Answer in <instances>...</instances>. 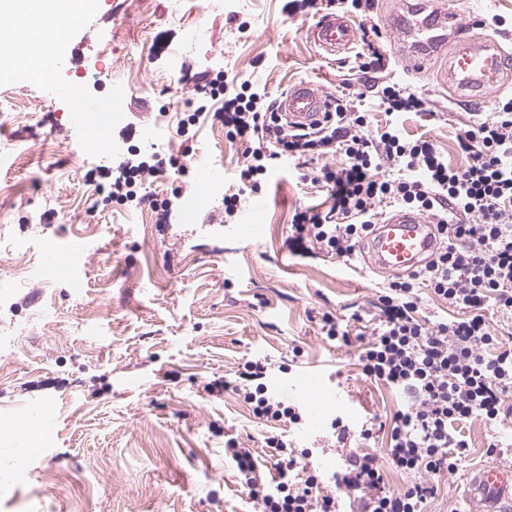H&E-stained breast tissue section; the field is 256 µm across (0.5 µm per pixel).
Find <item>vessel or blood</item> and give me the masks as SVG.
Here are the masks:
<instances>
[{"label":"vessel or blood","mask_w":512,"mask_h":512,"mask_svg":"<svg viewBox=\"0 0 512 512\" xmlns=\"http://www.w3.org/2000/svg\"><path fill=\"white\" fill-rule=\"evenodd\" d=\"M430 14L421 8H410L400 16L398 30L411 32L419 48L411 57L413 68L424 67L425 48L445 42L447 30L461 32L459 12L451 0H429ZM314 42L328 54L350 49L357 38L354 23L345 16L325 13L311 29ZM512 76V51L497 42L463 35L460 48L448 63L450 81L462 90L498 91ZM329 102L304 81L290 85L283 94L279 112L294 126H308L325 118ZM433 225L422 217L399 211L376 224L369 240L372 266L384 273L401 275L425 263L427 254L436 248ZM86 253L83 242L75 240L64 247H50L42 254L43 267L66 268L77 274ZM471 512H512V466L489 465L468 479Z\"/></svg>","instance_id":"1"}]
</instances>
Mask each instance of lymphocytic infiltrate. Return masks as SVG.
<instances>
[{
	"mask_svg": "<svg viewBox=\"0 0 512 512\" xmlns=\"http://www.w3.org/2000/svg\"><path fill=\"white\" fill-rule=\"evenodd\" d=\"M376 96L391 116L426 109L422 96L396 82H381ZM211 99L224 114L228 139L246 142L239 177L252 191L287 159L318 148L343 156L341 166L321 170L330 209L294 215L288 243L295 251L351 257L383 203L424 216L440 240L428 262L390 281L371 309L353 313L363 332L351 334L331 314L321 317L327 340L356 345L368 379L406 397L386 448H375L374 425L355 432L337 417L331 427L341 466L328 475L305 466L312 449L293 448L283 433L303 424V414L269 388L271 364L263 357L239 368L233 390L256 417L276 425L265 439L275 471L266 473L254 450L233 438L224 443L225 456L255 512H344L348 498L359 512H427L442 479L459 471L469 446L464 424L512 420L504 404L512 392V337L495 334L487 320L491 310L512 319V103L464 130L458 144L469 162L457 169L432 140L406 137L396 125L369 135L366 117L340 102L321 126L304 131L287 128L275 102L249 85L225 84ZM424 288L459 317H420ZM391 470L412 475V482L391 489Z\"/></svg>",
	"mask_w": 512,
	"mask_h": 512,
	"instance_id": "1",
	"label": "lymphocytic infiltrate"
}]
</instances>
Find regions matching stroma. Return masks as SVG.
Masks as SVG:
<instances>
[{
  "label": "stroma",
  "mask_w": 512,
  "mask_h": 512,
  "mask_svg": "<svg viewBox=\"0 0 512 512\" xmlns=\"http://www.w3.org/2000/svg\"><path fill=\"white\" fill-rule=\"evenodd\" d=\"M425 0H371L364 23L380 33L395 81L423 96L427 109L402 114L409 137L431 139L449 163L466 167L457 137L471 121L512 100V87L488 95L454 92L442 80L454 39L423 69L405 72L412 44L392 23ZM96 0L75 26L59 82L85 97L117 100L123 115L107 146L63 99L37 83L0 82V448L16 446L19 417L44 408L48 427L26 460H0V512H253L224 442L237 438L273 467L272 428L223 389L245 360L270 357V381L306 380L328 418L358 426L391 417L402 397L362 375L355 350L324 339L322 313L368 309L389 274L374 270L365 246L351 260L293 254L285 240L299 208L327 210L319 181L340 156L285 162L253 192L238 178L241 143L229 142L215 116L179 131L204 94L205 75L225 74L280 99L306 81L328 100L369 115L370 130L389 118L356 51L324 58L306 30L323 0L291 10L288 0ZM461 21L479 37L512 49V0H457ZM178 157L187 173L137 182L157 200L180 190L201 198L195 223L178 213L107 201L118 156ZM221 168L223 189L206 195L196 163ZM240 198L257 226L254 242L223 223L224 198ZM83 241L78 275L41 265L47 245ZM469 447L455 476L442 481L428 512H467L465 480L512 464V431L481 421L465 427ZM293 446L312 449L321 471L342 460L329 427L292 429ZM504 446L491 457L489 444Z\"/></svg>",
  "instance_id": "obj_1"
}]
</instances>
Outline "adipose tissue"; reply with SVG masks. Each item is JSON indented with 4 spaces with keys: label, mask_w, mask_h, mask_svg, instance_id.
Wrapping results in <instances>:
<instances>
[{
    "label": "adipose tissue",
    "mask_w": 512,
    "mask_h": 512,
    "mask_svg": "<svg viewBox=\"0 0 512 512\" xmlns=\"http://www.w3.org/2000/svg\"><path fill=\"white\" fill-rule=\"evenodd\" d=\"M93 6V0H0V9L18 16L17 27L0 30V58L4 57L31 76L42 77L46 66V42H63L69 23L79 21ZM58 21L48 30L49 21Z\"/></svg>",
    "instance_id": "obj_1"
}]
</instances>
